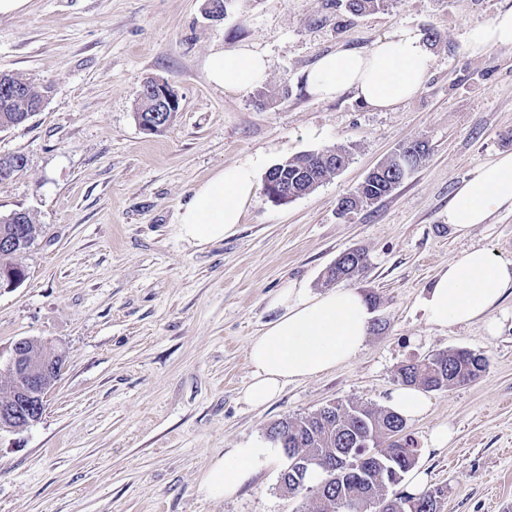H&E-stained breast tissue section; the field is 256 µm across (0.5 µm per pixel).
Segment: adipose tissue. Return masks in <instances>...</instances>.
<instances>
[{
    "mask_svg": "<svg viewBox=\"0 0 512 512\" xmlns=\"http://www.w3.org/2000/svg\"><path fill=\"white\" fill-rule=\"evenodd\" d=\"M472 53L493 46L512 47V7L498 11L487 24L470 28ZM428 47L412 29L402 28L370 48L341 49L321 56L305 73V84L317 98L352 94L364 105L389 110L417 95L429 69ZM269 67L266 56L249 49L212 54L209 80L236 92L257 85ZM258 188V170L250 163L218 170L199 184L179 213L183 238L198 243L224 239L240 224L245 205ZM512 212V153H501L478 166L456 189L446 221L458 236L487 223L498 211ZM512 288V262L495 260L482 248L460 252L435 275L421 304L431 325L446 327L483 320L497 333L493 313L507 288ZM272 306L278 316L248 348L251 379L241 394L253 409L267 406L291 381L310 379L350 361L366 347L372 312L356 288L313 294L283 287ZM277 443L230 448L209 464L202 489L209 497H232L255 469L279 458Z\"/></svg>",
    "mask_w": 512,
    "mask_h": 512,
    "instance_id": "adipose-tissue-1",
    "label": "adipose tissue"
}]
</instances>
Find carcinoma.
<instances>
[{"label": "carcinoma", "instance_id": "carcinoma-1", "mask_svg": "<svg viewBox=\"0 0 512 512\" xmlns=\"http://www.w3.org/2000/svg\"><path fill=\"white\" fill-rule=\"evenodd\" d=\"M387 0H345L344 8L359 15L386 7ZM9 89L0 83V122L20 125L26 113L9 111ZM344 148L297 156L270 168L267 177L288 189V200L317 188L336 172L329 163H346ZM415 169L395 155L381 164L354 190L339 199V211L348 214L390 194ZM366 255L353 249L341 254L327 271V281L349 280L364 267ZM487 358L467 349L429 355L404 365L399 381L435 391L448 385L475 380L486 370ZM268 438L288 450V467L280 477V488L298 496L309 491L307 475L313 469L323 474L314 491L315 512H440L442 491L418 495L401 492L389 499L386 489L404 479L418 461V443L406 433V421L390 409L354 405H326L304 416L274 422Z\"/></svg>", "mask_w": 512, "mask_h": 512}]
</instances>
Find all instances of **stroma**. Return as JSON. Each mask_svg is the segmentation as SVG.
Here are the masks:
<instances>
[{
  "label": "stroma",
  "mask_w": 512,
  "mask_h": 512,
  "mask_svg": "<svg viewBox=\"0 0 512 512\" xmlns=\"http://www.w3.org/2000/svg\"><path fill=\"white\" fill-rule=\"evenodd\" d=\"M509 5L390 0L355 17L336 0H229L215 17L211 0H29L1 16L0 72L49 93L27 122L0 129V156L27 160L0 183V214L27 211L40 228L17 258L24 283L0 288V352L37 338L65 360L41 420L0 433V512H311L313 492L279 489L284 457L229 499L207 497L201 480L215 455L266 442L283 417L331 403L387 408L403 365L457 348L484 354L487 369L426 392L427 412L407 423L416 467L443 489L440 512H512V288L495 337L479 321L430 325L419 303L461 250L512 262V212L463 238L444 218L475 168L512 153V47L474 55L466 43ZM401 28L437 35L414 98L379 112L307 91L320 56ZM238 48L264 53L269 69L230 93L206 62ZM150 79L179 98L157 134L135 118ZM412 140L427 143L424 161L391 194L339 215L340 196ZM337 147L349 163L309 194L277 203L257 192L233 235L182 237V206L220 168L251 163L264 175ZM351 249L368 259L352 281L373 311L365 349L247 407V348L276 318L272 299L287 285L330 290L327 269ZM441 425L452 438L436 450L429 436Z\"/></svg>",
  "instance_id": "1"
}]
</instances>
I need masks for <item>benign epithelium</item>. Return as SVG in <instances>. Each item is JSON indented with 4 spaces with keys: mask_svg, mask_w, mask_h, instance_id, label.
<instances>
[{
    "mask_svg": "<svg viewBox=\"0 0 512 512\" xmlns=\"http://www.w3.org/2000/svg\"><path fill=\"white\" fill-rule=\"evenodd\" d=\"M139 104L151 117L140 121L147 133L164 130L168 126L164 113L179 111L177 94L159 80L143 87ZM62 364L63 354L43 342L25 338L13 344L10 356L0 363V373L10 378L13 386L10 399L0 403V432L23 430L41 420V408L60 377Z\"/></svg>",
    "mask_w": 512,
    "mask_h": 512,
    "instance_id": "7a95c632",
    "label": "benign epithelium"
}]
</instances>
